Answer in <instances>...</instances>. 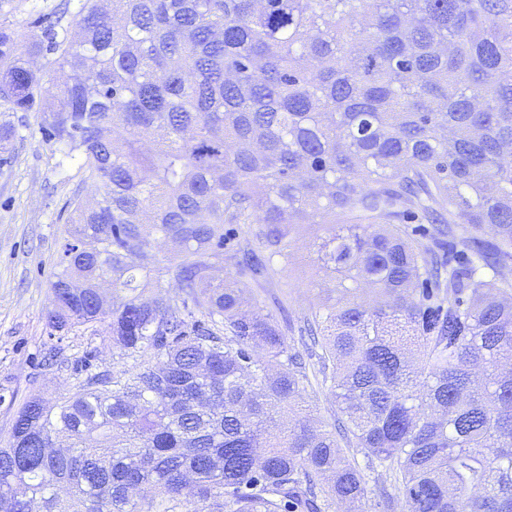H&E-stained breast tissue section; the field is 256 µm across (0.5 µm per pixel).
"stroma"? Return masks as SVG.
Listing matches in <instances>:
<instances>
[{"instance_id": "stroma-1", "label": "stroma", "mask_w": 512, "mask_h": 512, "mask_svg": "<svg viewBox=\"0 0 512 512\" xmlns=\"http://www.w3.org/2000/svg\"><path fill=\"white\" fill-rule=\"evenodd\" d=\"M61 0H0V25L38 34L34 22ZM14 135L0 147V438L27 398L55 400L74 391L71 368L93 355L95 370L111 368L104 322L54 330L51 281L59 270L74 192L89 194L80 160H63L59 145L43 141L32 112L11 114ZM324 229L295 225L289 262L270 260V272L246 278L252 303L298 326L318 312L333 283L309 259V245Z\"/></svg>"}]
</instances>
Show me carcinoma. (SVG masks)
Returning a JSON list of instances; mask_svg holds the SVG:
<instances>
[{
	"instance_id": "carcinoma-1",
	"label": "carcinoma",
	"mask_w": 512,
	"mask_h": 512,
	"mask_svg": "<svg viewBox=\"0 0 512 512\" xmlns=\"http://www.w3.org/2000/svg\"><path fill=\"white\" fill-rule=\"evenodd\" d=\"M8 112L94 187L49 322L110 317L124 364L22 403L0 512H364L340 439L407 512H512V0H84L40 37L0 26ZM292 224L326 225L313 262L341 294L300 350L231 248L286 262ZM307 400L315 414L327 425L331 426L336 418V402L329 394L328 386L321 387L312 379V385L307 388Z\"/></svg>"
}]
</instances>
